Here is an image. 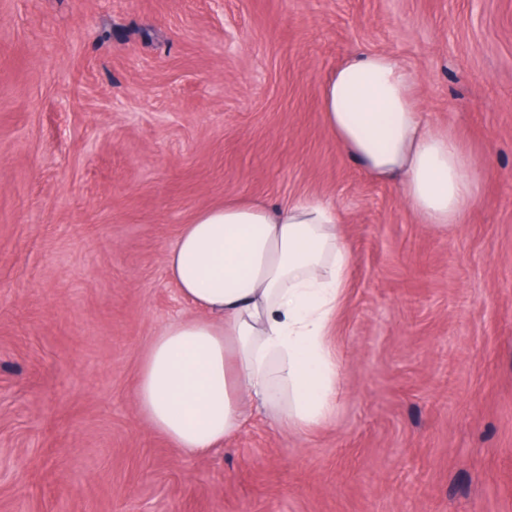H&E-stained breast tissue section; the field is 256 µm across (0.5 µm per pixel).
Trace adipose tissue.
<instances>
[{"mask_svg":"<svg viewBox=\"0 0 512 512\" xmlns=\"http://www.w3.org/2000/svg\"><path fill=\"white\" fill-rule=\"evenodd\" d=\"M415 80L387 53L352 54L321 85L338 147L397 187L420 223H462L481 183L452 133L431 129ZM339 210L318 196L275 208L262 199L197 212L165 255L193 315L153 336L137 405L185 453L223 445L251 411L299 432L321 426L340 393L328 346L348 280Z\"/></svg>","mask_w":512,"mask_h":512,"instance_id":"ef3b65f1","label":"adipose tissue"}]
</instances>
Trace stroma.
Instances as JSON below:
<instances>
[{
	"instance_id": "obj_1",
	"label": "stroma",
	"mask_w": 512,
	"mask_h": 512,
	"mask_svg": "<svg viewBox=\"0 0 512 512\" xmlns=\"http://www.w3.org/2000/svg\"><path fill=\"white\" fill-rule=\"evenodd\" d=\"M357 51L473 158L464 223L337 149L320 86ZM302 195L353 255L336 409L185 454L137 408L192 312L165 253ZM0 512H512V0H0Z\"/></svg>"
}]
</instances>
